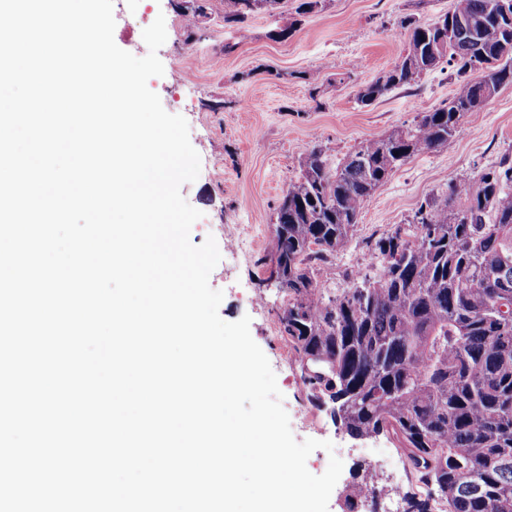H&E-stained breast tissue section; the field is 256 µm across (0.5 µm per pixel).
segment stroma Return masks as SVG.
Wrapping results in <instances>:
<instances>
[{"mask_svg": "<svg viewBox=\"0 0 512 512\" xmlns=\"http://www.w3.org/2000/svg\"><path fill=\"white\" fill-rule=\"evenodd\" d=\"M180 0H113L114 41L137 57L148 47L142 32L164 16L167 40L159 48L162 76L151 78L168 113L185 117L201 169L182 185L186 201L201 213L190 240L214 237L221 259L210 274L224 294L220 317H250V334L268 358L283 394L296 440L331 441L318 449L308 470L323 474L330 456L343 462L328 512H343L344 492L362 469L380 471L387 486L377 503L357 512H403L418 486L402 448L390 437L355 439L334 424L327 406L315 405L301 379L278 315L287 302L262 257L273 249L274 209L297 177L306 152L323 148L331 166L363 143L411 126L418 113L448 104L456 82L436 68L410 85L388 92L372 105L358 93L397 62L408 18L427 24L451 9L454 0H320L297 15L299 0L254 14L245 23L224 21V0H202L205 10L186 31ZM182 102L172 105L173 91ZM512 151V84L503 85L483 108L467 113L463 132L444 145L415 155L395 169L364 201L347 247L318 265L330 288H343L348 274L368 272L377 258L373 235L412 221L421 202L447 194L451 183L496 165Z\"/></svg>", "mask_w": 512, "mask_h": 512, "instance_id": "obj_1", "label": "stroma"}]
</instances>
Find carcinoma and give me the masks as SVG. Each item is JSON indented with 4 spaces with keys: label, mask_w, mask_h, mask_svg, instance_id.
<instances>
[{
    "label": "carcinoma",
    "mask_w": 512,
    "mask_h": 512,
    "mask_svg": "<svg viewBox=\"0 0 512 512\" xmlns=\"http://www.w3.org/2000/svg\"><path fill=\"white\" fill-rule=\"evenodd\" d=\"M280 0H224V22L241 24ZM497 0H455L449 14L470 22L445 53L432 22L408 30L399 61L358 94L368 105L442 63L457 88L451 102L421 112L414 126L362 144L337 167L306 153L300 175L275 208L274 251L260 259L288 296L282 338L294 351L311 400L332 405L355 438L395 439L421 494L405 512H512V154L448 195L420 205L416 223L374 241L372 274L326 288L312 260L343 250L363 202L409 158L462 132V118L488 101L493 59L498 85L512 83V18ZM383 491L382 478L346 493L348 512Z\"/></svg>",
    "instance_id": "1"
}]
</instances>
